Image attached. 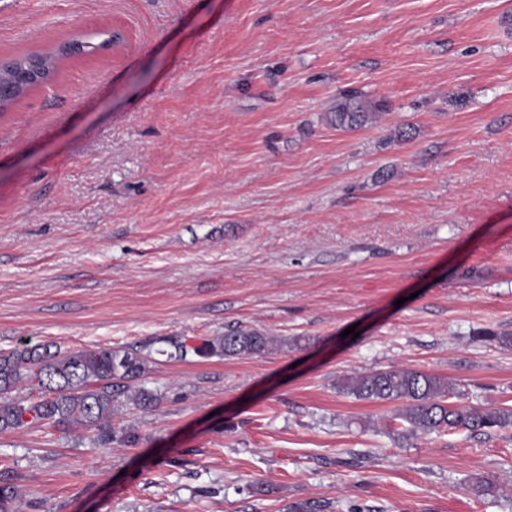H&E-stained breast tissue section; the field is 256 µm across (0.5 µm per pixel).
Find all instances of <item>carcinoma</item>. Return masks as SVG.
<instances>
[{"label":"carcinoma","mask_w":512,"mask_h":512,"mask_svg":"<svg viewBox=\"0 0 512 512\" xmlns=\"http://www.w3.org/2000/svg\"><path fill=\"white\" fill-rule=\"evenodd\" d=\"M40 59L45 78L55 72L51 53H28L14 58L17 64ZM382 104L350 94L341 99L330 121L338 129L354 130L373 122ZM276 342L256 329L229 330L222 336L204 338L197 344L174 339L176 356H249L268 350ZM141 352L110 347L50 352L39 347H22L0 356V431L24 426L49 424L64 431L73 426L92 428L112 419V413L125 397L140 407L155 405L158 395L133 385L145 373ZM22 384L36 390L39 397L6 398ZM339 390L358 400L403 402L394 418L408 424L414 435L466 430L486 434L512 427V409L491 405H453L447 401L452 391L443 379L414 369L393 368L343 379ZM17 491L0 484V512H16Z\"/></svg>","instance_id":"cac0c4a2"}]
</instances>
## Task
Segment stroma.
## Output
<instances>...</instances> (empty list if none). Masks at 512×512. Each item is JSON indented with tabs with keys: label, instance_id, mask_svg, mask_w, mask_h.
Wrapping results in <instances>:
<instances>
[{
	"label": "stroma",
	"instance_id": "obj_1",
	"mask_svg": "<svg viewBox=\"0 0 512 512\" xmlns=\"http://www.w3.org/2000/svg\"><path fill=\"white\" fill-rule=\"evenodd\" d=\"M74 38L0 114V352L131 346L160 401L0 432L18 512H512V429L336 387L512 408V0H0L1 59ZM228 326L285 344L169 354ZM382 107V104L372 103L361 95H346L331 112L330 121L336 129H359L372 123ZM340 391L358 400L397 402L404 405L393 416L408 424L415 435L466 430L486 434L512 427V409L492 405H452V391L443 379L414 369L393 368L342 379Z\"/></svg>",
	"mask_w": 512,
	"mask_h": 512
}]
</instances>
